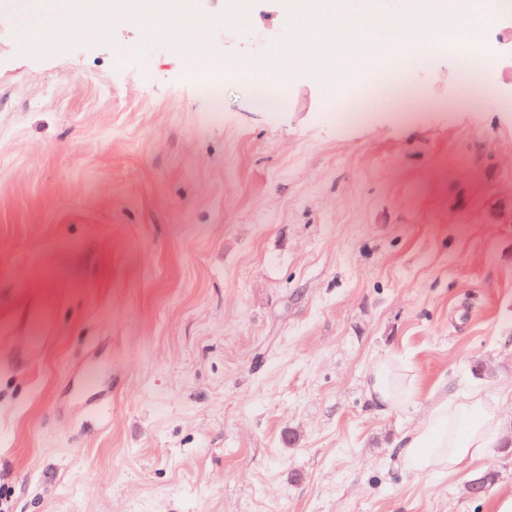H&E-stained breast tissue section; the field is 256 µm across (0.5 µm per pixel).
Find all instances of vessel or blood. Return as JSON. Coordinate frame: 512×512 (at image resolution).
I'll return each instance as SVG.
<instances>
[{"label": "vessel or blood", "instance_id": "vessel-or-blood-1", "mask_svg": "<svg viewBox=\"0 0 512 512\" xmlns=\"http://www.w3.org/2000/svg\"><path fill=\"white\" fill-rule=\"evenodd\" d=\"M23 331L10 351H0L1 369H18L31 364L54 338L52 303L34 299L21 316Z\"/></svg>", "mask_w": 512, "mask_h": 512}]
</instances>
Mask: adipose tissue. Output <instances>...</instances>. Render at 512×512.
Here are the masks:
<instances>
[{"label":"adipose tissue","mask_w":512,"mask_h":512,"mask_svg":"<svg viewBox=\"0 0 512 512\" xmlns=\"http://www.w3.org/2000/svg\"><path fill=\"white\" fill-rule=\"evenodd\" d=\"M407 373L391 360L381 359L369 369L367 397L377 411L405 404L409 399ZM499 431V420L482 391L461 398L440 397L422 424L399 441L401 453L414 465L440 473L460 474L487 453Z\"/></svg>","instance_id":"1"}]
</instances>
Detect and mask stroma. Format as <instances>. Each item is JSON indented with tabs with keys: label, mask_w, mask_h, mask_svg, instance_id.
I'll return each instance as SVG.
<instances>
[{
	"label": "stroma",
	"mask_w": 512,
	"mask_h": 512,
	"mask_svg": "<svg viewBox=\"0 0 512 512\" xmlns=\"http://www.w3.org/2000/svg\"><path fill=\"white\" fill-rule=\"evenodd\" d=\"M286 0L204 39L291 40ZM0 18V320L57 293L56 337L0 371V512H494L512 494V95L503 65L412 53L337 116L320 65L224 105L138 19L64 56ZM411 377L375 412L369 365ZM92 370L112 414L88 415ZM503 425L441 476L398 454L443 394ZM498 474L480 496L468 486Z\"/></svg>",
	"instance_id": "stroma-1"
}]
</instances>
